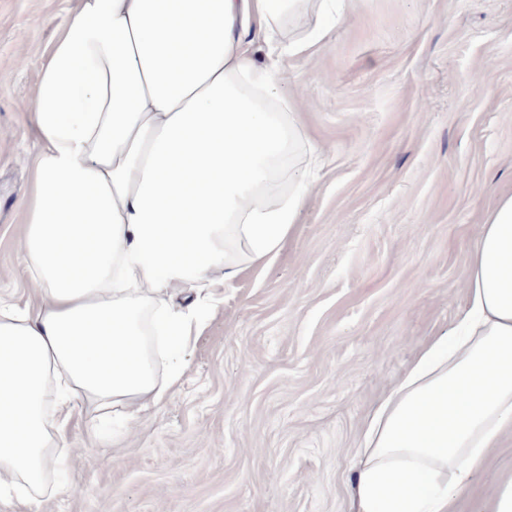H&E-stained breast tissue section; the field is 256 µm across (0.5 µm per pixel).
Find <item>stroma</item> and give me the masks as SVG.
<instances>
[{
  "mask_svg": "<svg viewBox=\"0 0 512 512\" xmlns=\"http://www.w3.org/2000/svg\"><path fill=\"white\" fill-rule=\"evenodd\" d=\"M67 0H0V298L24 302L18 249L38 137L36 74ZM26 66H18L19 55ZM314 146L295 230L217 289L162 408L109 425L76 406L65 489L40 512H351L362 430L466 303L479 228L512 193V0H361L317 54L283 60ZM512 438L455 503L485 512Z\"/></svg>",
  "mask_w": 512,
  "mask_h": 512,
  "instance_id": "stroma-1",
  "label": "stroma"
}]
</instances>
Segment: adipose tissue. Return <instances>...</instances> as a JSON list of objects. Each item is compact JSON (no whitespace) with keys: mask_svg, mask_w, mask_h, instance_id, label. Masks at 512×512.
<instances>
[{"mask_svg":"<svg viewBox=\"0 0 512 512\" xmlns=\"http://www.w3.org/2000/svg\"><path fill=\"white\" fill-rule=\"evenodd\" d=\"M328 0H75L38 71L40 151L19 241L33 302L0 304V504L39 512L76 401L160 408L207 298L273 261L310 140L280 57L325 44ZM308 33H288L303 5ZM273 61L258 64L256 43ZM468 302L366 423L353 512H451L512 432V195L475 241Z\"/></svg>","mask_w":512,"mask_h":512,"instance_id":"obj_1","label":"adipose tissue"}]
</instances>
